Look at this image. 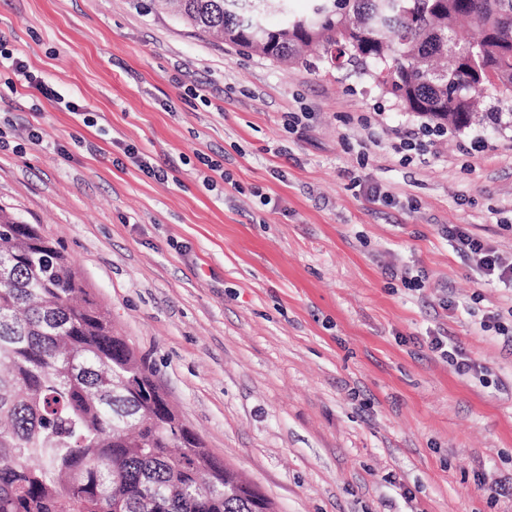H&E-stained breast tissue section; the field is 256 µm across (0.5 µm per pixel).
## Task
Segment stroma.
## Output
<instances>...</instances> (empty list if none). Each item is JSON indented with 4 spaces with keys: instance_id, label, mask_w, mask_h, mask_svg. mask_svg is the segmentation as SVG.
Masks as SVG:
<instances>
[{
    "instance_id": "obj_1",
    "label": "stroma",
    "mask_w": 512,
    "mask_h": 512,
    "mask_svg": "<svg viewBox=\"0 0 512 512\" xmlns=\"http://www.w3.org/2000/svg\"><path fill=\"white\" fill-rule=\"evenodd\" d=\"M0 41L92 116L0 62V207L66 249L215 457L275 512H512L490 494L512 476V352L482 328L512 331V290L441 233L512 252V129L401 161L423 121L356 64L284 66L156 0H0ZM430 349L432 352L448 357V360L455 363L462 372L476 369V364L452 336H434L430 341Z\"/></svg>"
}]
</instances>
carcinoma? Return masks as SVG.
I'll return each instance as SVG.
<instances>
[{
    "mask_svg": "<svg viewBox=\"0 0 512 512\" xmlns=\"http://www.w3.org/2000/svg\"><path fill=\"white\" fill-rule=\"evenodd\" d=\"M249 0H158L281 64L339 51L407 112L463 132L512 96V0H313L259 33ZM0 512H258L172 411L66 250L0 207Z\"/></svg>",
    "mask_w": 512,
    "mask_h": 512,
    "instance_id": "1",
    "label": "carcinoma"
}]
</instances>
